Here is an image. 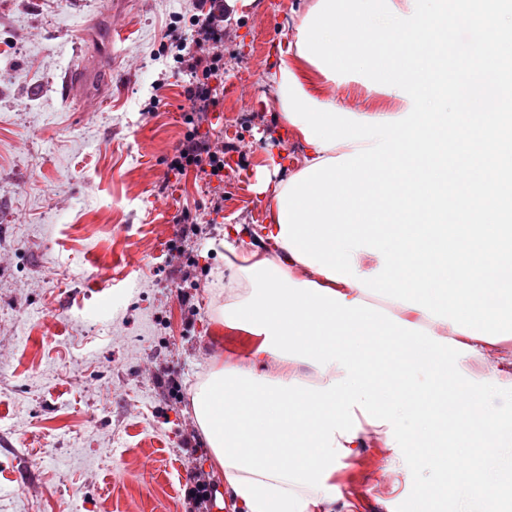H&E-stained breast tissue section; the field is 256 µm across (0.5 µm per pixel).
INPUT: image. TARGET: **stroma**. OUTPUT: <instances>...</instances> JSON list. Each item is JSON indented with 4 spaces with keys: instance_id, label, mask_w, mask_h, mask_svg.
<instances>
[{
    "instance_id": "stroma-1",
    "label": "stroma",
    "mask_w": 512,
    "mask_h": 512,
    "mask_svg": "<svg viewBox=\"0 0 512 512\" xmlns=\"http://www.w3.org/2000/svg\"><path fill=\"white\" fill-rule=\"evenodd\" d=\"M312 3L225 8L224 81L236 91L219 96L223 125L202 127L234 147L218 186L165 163L186 132L178 57L194 0H0V512H190L192 472L211 486L210 512H225L207 448L184 444L198 431L191 388L254 342L218 314L224 230L252 240L267 208L258 167L286 171L301 153L267 76L292 35L289 9ZM511 32V20L471 18L454 50L478 61ZM111 36L124 49L114 58ZM336 55L337 108L395 111L369 60ZM185 211L205 230L174 259ZM440 480L422 456L373 446L329 482L362 496L361 512H410L416 488Z\"/></svg>"
}]
</instances>
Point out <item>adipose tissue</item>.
Listing matches in <instances>:
<instances>
[{"label": "adipose tissue", "mask_w": 512, "mask_h": 512, "mask_svg": "<svg viewBox=\"0 0 512 512\" xmlns=\"http://www.w3.org/2000/svg\"><path fill=\"white\" fill-rule=\"evenodd\" d=\"M506 0H315L295 14L270 76L281 119L303 145L287 178L265 183L268 218L259 255L225 242L233 277L219 317L255 341L245 363L214 366L193 386L196 423L224 481L230 512H358L327 485L341 460L371 440L391 455L412 449L445 481L417 491L412 512H435L454 489L471 512H504L512 475V415L491 410L512 392V225L504 181L512 150V37L473 63L446 47L375 69L396 112H348L324 100L336 47L362 50L391 29L399 42L461 19L497 28ZM498 80L502 112L438 105L476 74ZM374 269H366L367 261ZM386 299L389 309L368 303ZM450 333H434L438 324ZM482 378L468 379L470 361ZM309 367L306 383L300 367ZM428 389L414 385L416 369Z\"/></svg>", "instance_id": "1"}]
</instances>
